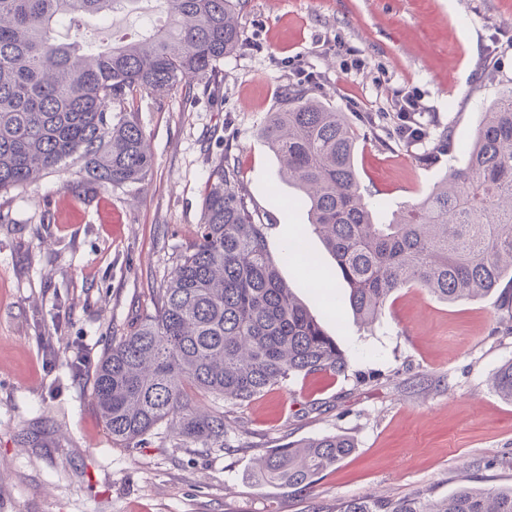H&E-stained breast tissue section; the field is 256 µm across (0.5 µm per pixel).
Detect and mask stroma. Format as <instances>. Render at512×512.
I'll use <instances>...</instances> for the list:
<instances>
[{
    "instance_id": "stroma-1",
    "label": "stroma",
    "mask_w": 512,
    "mask_h": 512,
    "mask_svg": "<svg viewBox=\"0 0 512 512\" xmlns=\"http://www.w3.org/2000/svg\"><path fill=\"white\" fill-rule=\"evenodd\" d=\"M237 11L241 45L216 81L129 102L152 155L143 182L91 191L50 173L0 192V512H336L367 494L437 499L465 484L512 485V402L489 385L512 360V310L494 295L445 302L410 286L360 327L260 135L290 90L346 113L359 135L360 192L392 219L461 164L483 108L512 87V0H239ZM166 20L159 0H142L81 34L106 44ZM406 90L420 99L417 144L399 133L395 99ZM443 130L452 157L424 164ZM224 161L268 226L282 279L349 367L231 406L224 449L176 440L163 424L113 445L93 372L113 338L153 312ZM299 237L332 303L286 257ZM327 433L355 450L312 488L247 480L265 450Z\"/></svg>"
}]
</instances>
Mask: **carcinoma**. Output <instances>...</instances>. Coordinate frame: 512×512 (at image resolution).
Instances as JSON below:
<instances>
[{
	"label": "carcinoma",
	"mask_w": 512,
	"mask_h": 512,
	"mask_svg": "<svg viewBox=\"0 0 512 512\" xmlns=\"http://www.w3.org/2000/svg\"><path fill=\"white\" fill-rule=\"evenodd\" d=\"M138 2L0 0V192L52 172L91 189L143 179L152 165L144 133L112 108L213 76L240 46L233 0H162L167 24L107 45L55 38L58 28ZM261 137L283 162L280 176L303 193L361 324L413 285L446 301L498 291L512 305V88L481 113L464 165L449 167L424 200L389 222L359 192L357 133L345 113L297 91L268 114ZM453 149L445 133L422 161ZM266 229L239 191L238 172L219 165L154 311L112 341L97 366L93 394L113 443L127 447L164 423L178 440L223 448L224 401L347 371L345 352L282 280ZM491 384L512 401V360ZM200 394L211 402L205 412ZM353 450L344 434L304 439L268 450L253 477L309 488ZM336 512H512V486L464 485L436 500L365 496Z\"/></svg>",
	"instance_id": "cac0c4a2"
}]
</instances>
